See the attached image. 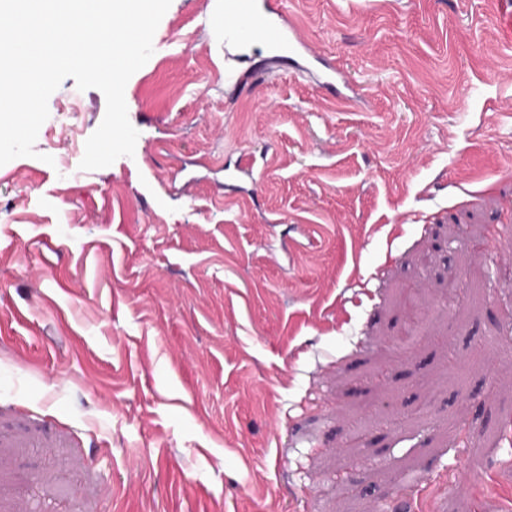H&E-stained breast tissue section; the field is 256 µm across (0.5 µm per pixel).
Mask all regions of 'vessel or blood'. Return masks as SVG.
<instances>
[{
  "instance_id": "1",
  "label": "vessel or blood",
  "mask_w": 512,
  "mask_h": 512,
  "mask_svg": "<svg viewBox=\"0 0 512 512\" xmlns=\"http://www.w3.org/2000/svg\"><path fill=\"white\" fill-rule=\"evenodd\" d=\"M224 19V45L233 49L238 58H245L248 49L259 42L295 73H306L307 63L321 64L325 69L322 89L338 101L365 108V99L314 48L299 21L287 16L283 0H224Z\"/></svg>"
}]
</instances>
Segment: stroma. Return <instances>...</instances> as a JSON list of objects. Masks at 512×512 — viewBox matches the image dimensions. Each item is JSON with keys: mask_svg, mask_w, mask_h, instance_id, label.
<instances>
[{"mask_svg": "<svg viewBox=\"0 0 512 512\" xmlns=\"http://www.w3.org/2000/svg\"><path fill=\"white\" fill-rule=\"evenodd\" d=\"M290 2L367 108L289 70L225 99L222 0H172L125 87L134 156L45 163L80 164L105 115L68 78L35 156L0 166V512L512 498L505 6Z\"/></svg>", "mask_w": 512, "mask_h": 512, "instance_id": "obj_1", "label": "stroma"}]
</instances>
